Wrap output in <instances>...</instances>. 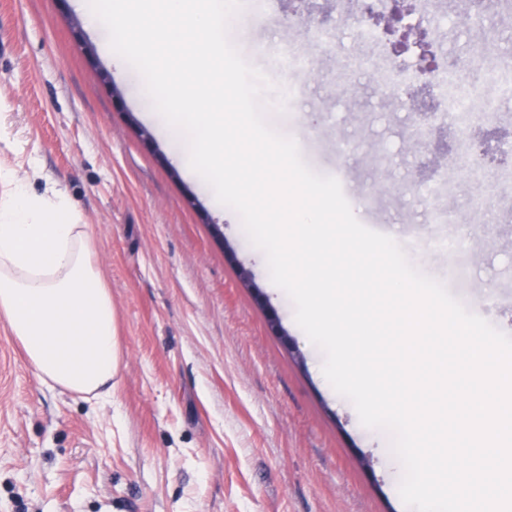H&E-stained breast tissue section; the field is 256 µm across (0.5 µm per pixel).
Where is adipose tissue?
<instances>
[{
    "label": "adipose tissue",
    "mask_w": 512,
    "mask_h": 512,
    "mask_svg": "<svg viewBox=\"0 0 512 512\" xmlns=\"http://www.w3.org/2000/svg\"><path fill=\"white\" fill-rule=\"evenodd\" d=\"M0 319L42 383L103 398L120 362L112 295L92 259V235L59 190L35 197L0 182Z\"/></svg>",
    "instance_id": "ef3b65f1"
}]
</instances>
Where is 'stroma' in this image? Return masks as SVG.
Listing matches in <instances>:
<instances>
[{"label":"stroma","mask_w":512,"mask_h":512,"mask_svg":"<svg viewBox=\"0 0 512 512\" xmlns=\"http://www.w3.org/2000/svg\"><path fill=\"white\" fill-rule=\"evenodd\" d=\"M410 20L431 29L437 54L463 60L458 79L492 105L471 137L512 144V98L487 78L512 70V16L490 5L475 22L461 0H419ZM317 26L307 0L230 21L270 83L267 123L313 171L341 173L363 225L496 329L512 326V178L493 165L481 181L452 179L430 164L445 122L415 125L416 59L397 65L383 36L360 38L356 4L337 6L326 40H313ZM107 38L74 0H0V169L34 196L63 189L89 224L121 349L111 397L87 400L42 384L0 326V512H410L389 434L324 385L322 352L287 294L270 291L238 214L183 169L182 145L146 118L140 73L101 53ZM292 48L313 67L283 71ZM290 82L297 102L277 110ZM430 195L457 223H428ZM476 197L492 218L470 212ZM440 235L468 237L457 256L468 278L449 279L447 255L425 248ZM271 312L294 349L270 330Z\"/></svg>","instance_id":"35a3bbf8"}]
</instances>
